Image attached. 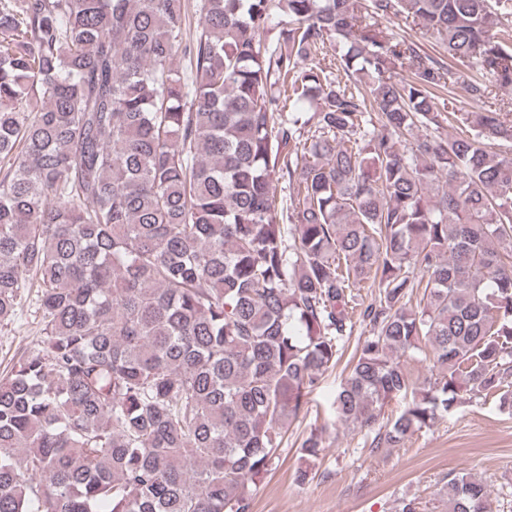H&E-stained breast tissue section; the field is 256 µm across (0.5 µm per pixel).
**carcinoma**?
<instances>
[{
	"instance_id": "1",
	"label": "carcinoma",
	"mask_w": 512,
	"mask_h": 512,
	"mask_svg": "<svg viewBox=\"0 0 512 512\" xmlns=\"http://www.w3.org/2000/svg\"><path fill=\"white\" fill-rule=\"evenodd\" d=\"M198 7L186 40L183 0H0V325L41 311L0 377V512H250L355 317L334 406L371 450L512 407V0ZM442 496L491 512L465 473ZM383 25L386 27V32L391 35L399 36L405 35L410 37L411 39L418 42L422 49L428 52L431 55L442 57L443 50L437 45L435 40L429 36V34H425V31L419 28H414L411 30L409 27H406L404 22L392 18L390 20H383Z\"/></svg>"
}]
</instances>
